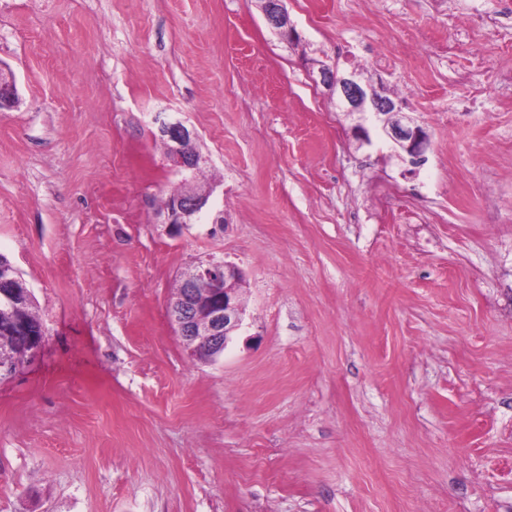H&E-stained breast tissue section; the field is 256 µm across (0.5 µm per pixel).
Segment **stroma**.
I'll return each instance as SVG.
<instances>
[{"label":"stroma","instance_id":"stroma-1","mask_svg":"<svg viewBox=\"0 0 512 512\" xmlns=\"http://www.w3.org/2000/svg\"><path fill=\"white\" fill-rule=\"evenodd\" d=\"M287 8L290 43L259 0H0V253L46 330L0 378V512H512V10ZM322 65L404 88L424 164ZM185 185L223 223L165 225ZM208 255L245 309L211 361L169 317ZM155 120L159 123V131L171 141V150L167 157L173 169L182 173L194 168L200 163L201 158L193 142L186 144V152H188L189 155L198 156H194L189 160L183 152V145L186 142H191L193 139H196V135L192 130L179 120L166 121L160 118H156ZM197 168L192 169L190 172H193Z\"/></svg>","mask_w":512,"mask_h":512}]
</instances>
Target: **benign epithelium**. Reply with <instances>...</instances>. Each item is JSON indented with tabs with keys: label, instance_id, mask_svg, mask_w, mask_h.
I'll return each instance as SVG.
<instances>
[{
	"label": "benign epithelium",
	"instance_id": "7a95c632",
	"mask_svg": "<svg viewBox=\"0 0 512 512\" xmlns=\"http://www.w3.org/2000/svg\"><path fill=\"white\" fill-rule=\"evenodd\" d=\"M261 11L266 24L280 37H295V26L288 11L278 0H263ZM319 83L338 94L344 111L360 115L370 113L381 122V131L409 156H419L426 151L428 134L414 118L390 110V106L375 93L367 92L355 75L338 76L328 68L318 69ZM17 88L13 75L0 72V106L16 103ZM159 131L171 141L168 159L176 171L182 173L194 168L201 158H187L183 145L196 138L195 133L181 121L156 119ZM207 198L191 193L181 195L165 210V223L173 228L192 223V219L205 211ZM207 284L199 294V282ZM240 272L213 256L200 260L180 276L183 290L181 301L171 306L170 317L176 330L192 351L208 359L219 356L243 325V308L240 302ZM31 295L14 265H0V296L9 302L23 301ZM25 345V355L17 357V346L0 344V376L13 373L22 363L31 359L42 347L44 328Z\"/></svg>",
	"mask_w": 512,
	"mask_h": 512
}]
</instances>
